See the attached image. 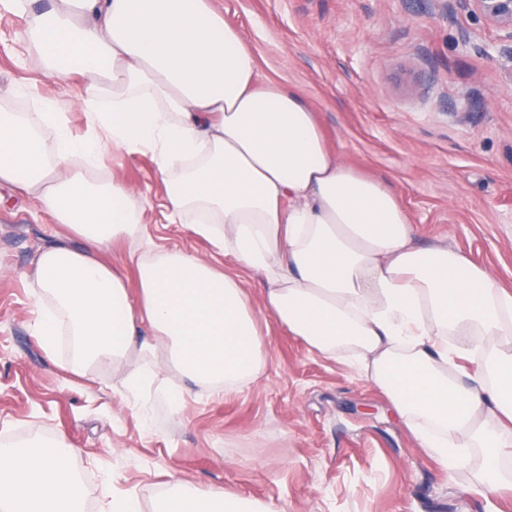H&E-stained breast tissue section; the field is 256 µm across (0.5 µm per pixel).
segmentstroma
<instances>
[{
    "label": "stroma",
    "mask_w": 512,
    "mask_h": 512,
    "mask_svg": "<svg viewBox=\"0 0 512 512\" xmlns=\"http://www.w3.org/2000/svg\"><path fill=\"white\" fill-rule=\"evenodd\" d=\"M252 49L262 79L299 88L329 145L400 196L419 245L446 243L512 288V78L492 49L494 28L439 0H216ZM24 16L0 8V90L34 109L50 91L75 134L84 83H55L17 56ZM113 176L141 188L149 239L200 254L210 244L164 219L151 155L107 156ZM67 230L18 188L0 185V445L65 438L89 512L101 488L138 494L144 512L169 477L221 487L284 512H512V489H478L468 468L442 466L348 359H328L271 327L267 365L242 392L189 390L181 414L156 400L149 425L112 398V371L76 376L67 352L33 330L28 275L43 246Z\"/></svg>",
    "instance_id": "obj_1"
}]
</instances>
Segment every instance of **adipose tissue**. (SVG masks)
I'll return each mask as SVG.
<instances>
[{"instance_id": "adipose-tissue-1", "label": "adipose tissue", "mask_w": 512, "mask_h": 512, "mask_svg": "<svg viewBox=\"0 0 512 512\" xmlns=\"http://www.w3.org/2000/svg\"><path fill=\"white\" fill-rule=\"evenodd\" d=\"M26 16L20 65L88 84L74 134L52 93L34 112L0 107V185L80 238L39 252L31 288L45 349L80 376L112 371L120 408L148 420L156 392L180 412L183 382L206 395L254 383L263 323L311 351L354 352L399 419L449 468L482 451L480 488L512 483L500 424L512 421V290L450 245L419 246L389 184L332 150L303 93L262 81L214 0H0ZM154 158L168 223L232 265L144 245V194L100 177L104 151ZM129 243L122 264L102 254ZM137 274L129 286L125 268ZM257 276L253 305L245 275ZM182 382L158 390L159 371ZM64 439L0 448V512H81ZM153 512H283L175 478Z\"/></svg>"}]
</instances>
